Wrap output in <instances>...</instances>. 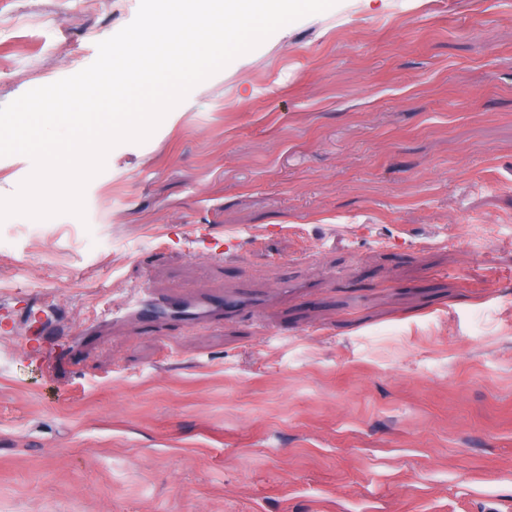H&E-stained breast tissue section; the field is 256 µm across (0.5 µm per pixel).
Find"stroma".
Listing matches in <instances>:
<instances>
[{"label": "stroma", "mask_w": 512, "mask_h": 512, "mask_svg": "<svg viewBox=\"0 0 512 512\" xmlns=\"http://www.w3.org/2000/svg\"><path fill=\"white\" fill-rule=\"evenodd\" d=\"M139 3L0 0V106ZM84 203L0 222V512H512V0H337ZM126 310L132 312L139 311L144 307H151L157 312H167L172 307L174 314L182 320H191L196 317H205L214 305V302L208 298L201 297L194 300L180 301L178 303H169L165 300L152 298L149 291L144 288L133 289L126 302Z\"/></svg>", "instance_id": "stroma-1"}]
</instances>
